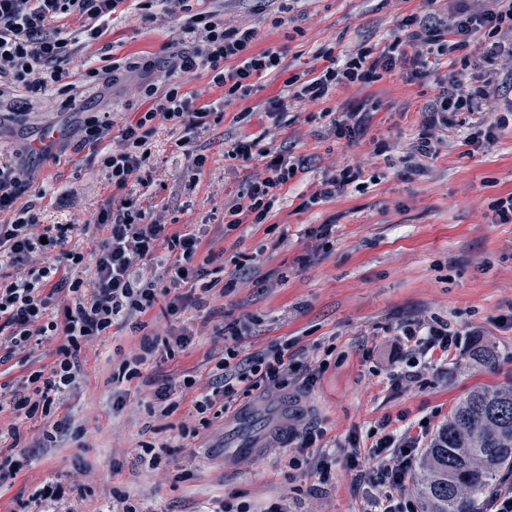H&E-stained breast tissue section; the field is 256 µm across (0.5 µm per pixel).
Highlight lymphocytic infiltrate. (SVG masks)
I'll return each mask as SVG.
<instances>
[{
	"instance_id": "obj_1",
	"label": "lymphocytic infiltrate",
	"mask_w": 512,
	"mask_h": 512,
	"mask_svg": "<svg viewBox=\"0 0 512 512\" xmlns=\"http://www.w3.org/2000/svg\"><path fill=\"white\" fill-rule=\"evenodd\" d=\"M124 0H0V80L21 84L33 91L61 78L55 65L69 59L74 52L61 23L71 17L85 19L89 39L102 34L99 22L116 12ZM410 42L433 48L435 61L451 67V86L443 91L422 113L420 133L414 145L424 156L431 155L437 132L464 127L467 144L480 147L493 143L499 122L485 117L483 104L504 88H512V69L500 72L497 60L512 62V0H479L477 5L460 4L448 18L416 13L404 16L399 23ZM190 33L200 40L198 49L181 56L179 66L185 71L207 68L214 85L224 90L226 103L243 99L252 77L279 68L281 55L272 49H256L257 32L246 26H225L223 19L211 11L190 17ZM482 40L478 66L479 79L468 81L464 68L469 58H458L473 40ZM325 65L317 74L287 82L293 98L317 105L336 87L349 84L369 85L384 74L402 69L407 79H415L425 69L420 56L407 55L398 44L380 51L359 50L341 56L324 51ZM149 106L121 127L112 121L90 116L82 128L81 146L98 149L110 134L118 130L115 148L101 157L114 194L112 204L100 211L96 222L109 234L95 251V273L91 290L70 280L65 267L79 265L83 253L66 250L69 224L40 226L32 205H19L26 188L25 172L12 162L0 161V254L21 271L13 281L0 280V364L10 361L25 349L33 338L56 337L60 343L54 351L49 370H36L27 377L34 387L33 396H9L7 384L0 383V412L10 411L19 417L33 418L37 412H50L55 402L75 386L80 378V354L84 346L116 322L127 321L147 313L153 306L157 290L169 298L167 311L179 315L189 305H200L195 290L210 292L218 279H206L205 268L212 256L202 255L203 232L186 230L166 233L164 224L153 219L137 202L127 201L124 191L134 174L149 164L147 152L155 124L164 120L182 131L179 147H189L195 132L204 127L212 114L210 105L197 104L196 97L180 86L156 92L154 87L141 88ZM228 158L249 161L259 159L263 165L255 181L239 195L238 202L227 210L228 228L244 221L263 224L268 220L282 187L295 177L303 163L285 154L259 147L257 141L240 139L227 152ZM166 237L170 254L164 259V279L147 278L139 264L152 257L159 237ZM74 295L61 313H54L53 302L62 292ZM406 364L395 381H419L432 361L447 359L458 345V335L448 326L425 322L405 325L398 336ZM288 342H280L260 352H246L239 335H232L223 355L212 369L207 392L196 397L198 414L216 418L226 416L237 400L254 391L287 387L293 370V356ZM427 424L405 428L402 432H383L372 441L367 454L348 451L352 468L361 472L364 482L382 487L384 493L373 502V512H418L415 501L404 493Z\"/></svg>"
}]
</instances>
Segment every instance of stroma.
I'll return each mask as SVG.
<instances>
[{
	"mask_svg": "<svg viewBox=\"0 0 512 512\" xmlns=\"http://www.w3.org/2000/svg\"><path fill=\"white\" fill-rule=\"evenodd\" d=\"M193 11H213L225 25L258 31L256 49L280 52L279 69L254 78L250 93L211 115L192 146L206 155L194 172L179 148V129L158 121L151 141V182H132L130 195L153 208L167 232L203 230L224 249L225 294L210 293L201 307L178 317L167 314L168 298L158 294L139 322L112 326L84 347L81 379L46 415L14 419L20 441L9 463L22 468L11 486L0 489V512H35L32 497L46 485L65 491V512H109L116 497H127L137 512H217L230 501L263 512L273 501L289 512H368L378 489H365L356 471L337 458L329 481L313 469L290 466L300 435L321 433L326 445H347L382 422L429 420L438 427L450 410L477 386L512 384V224L495 221L496 199L512 192V123L497 140L475 148L463 133L442 137L433 156L414 149L422 112L448 83L447 66L415 82L392 73L370 86L337 87L323 107L288 99L283 111L267 113L269 100L286 96V80L321 69V51L342 55L360 48L381 50L405 33L403 16H448L453 0H191ZM190 12L161 6L144 9L125 0L107 17L102 35L79 40L64 62L62 82L35 93L9 88L0 109V159H22L30 187L21 203H31L41 224H71L70 250L84 253L71 278L91 284V251L108 231L96 224L112 201L113 188L100 157L77 150L84 118L111 113L115 124L135 117L146 104L137 89L145 83L196 92L200 103H219L224 94L202 69L185 72L173 54L194 51L184 34ZM151 60L153 72L132 71L128 62ZM121 67L109 80H89L88 70ZM371 109L368 129L357 143L335 138L329 113L360 104ZM250 115H243V108ZM52 131L44 152L34 148L43 131ZM250 137L261 147L307 158V165L283 187L274 216L264 224L227 229L224 213L261 168L258 161L226 158L234 141ZM360 163L363 182L335 200L307 206L326 176L348 162ZM331 223L328 247L313 236ZM443 322L463 337H482L500 355L496 370L469 365L465 348L428 367L423 381L392 385L402 365L396 336L414 322ZM194 332L186 351L165 349L142 365L143 374L181 380L199 373L197 386L179 389L178 406L167 417L154 414L153 393L140 380L113 382L131 359L141 335H165L182 327ZM243 333L247 351L262 350L289 337L295 340L286 389L244 404L242 416L217 418L202 426L193 400L206 387L212 360L224 352L225 330ZM55 342L26 348L27 362L0 366V380L28 395L31 372L53 359ZM312 386H304L307 374ZM124 393L125 404L114 403ZM284 434L262 455L237 456L226 439L249 432L265 439L273 428ZM158 447L160 466H150L145 445Z\"/></svg>",
	"mask_w": 512,
	"mask_h": 512,
	"instance_id": "stroma-1",
	"label": "stroma"
}]
</instances>
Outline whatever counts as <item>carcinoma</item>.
<instances>
[{
    "instance_id": "obj_1",
    "label": "carcinoma",
    "mask_w": 512,
    "mask_h": 512,
    "mask_svg": "<svg viewBox=\"0 0 512 512\" xmlns=\"http://www.w3.org/2000/svg\"><path fill=\"white\" fill-rule=\"evenodd\" d=\"M472 364L493 368L496 348L475 337ZM512 474V387L476 388L456 404L422 453L412 483L419 512H481Z\"/></svg>"
}]
</instances>
